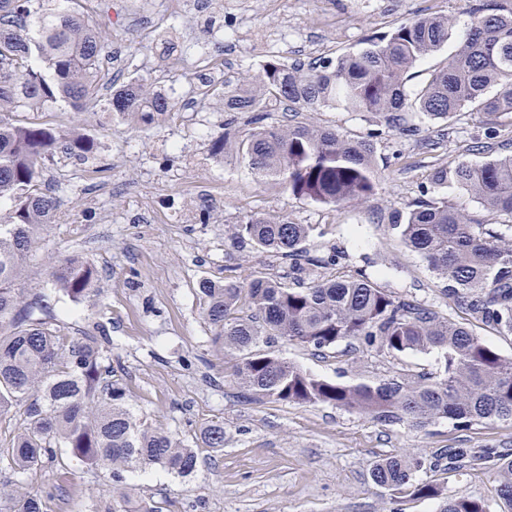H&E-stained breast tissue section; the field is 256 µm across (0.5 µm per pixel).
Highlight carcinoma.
<instances>
[{"label": "carcinoma", "instance_id": "carcinoma-1", "mask_svg": "<svg viewBox=\"0 0 512 512\" xmlns=\"http://www.w3.org/2000/svg\"><path fill=\"white\" fill-rule=\"evenodd\" d=\"M80 2L0 0V202L10 204L8 218L0 222V422L18 406L24 416L6 455L18 481L12 492H0V512H43L42 500L23 491L20 478L54 467L61 448L111 477L112 501L93 503L87 512H163L144 500L127 508L126 473L160 466L186 478L198 470V453L130 410L125 388L106 364L104 325H97L96 336L73 335L46 296L19 280L40 231L62 206L60 197L42 188L43 168L59 153L79 161L94 154L89 138L16 118L59 102L85 112L99 101L105 46L96 12ZM451 26L446 15L415 16L319 64L264 62L236 87L215 89L224 111L251 117L245 129L224 123L213 153L234 151L259 179L338 206L374 195L371 141L301 121L304 112L336 106L371 112L387 128L403 131L405 112L448 120L473 108L489 117L485 138L499 137L505 120L512 119V7L503 0H483L454 54L407 89L411 70L441 48ZM272 103L283 106L286 123L264 124ZM107 106L143 124L175 111L172 100L143 77L113 89ZM429 183L392 229L446 282L448 297L459 307L512 332V239L436 192L455 184L488 214L512 215V154L482 164H440ZM313 231V225L286 217L253 215L236 225L238 238L288 258L293 285L261 272L243 282H200L213 341L224 350V362L232 363L233 382L247 399L331 405L416 429L441 418L461 429L475 422H512V357L490 349L467 325L388 293L365 272L321 273L336 265V258L311 253ZM96 276L74 252L52 269L50 287L79 303ZM349 340L391 356L436 350L443 369L431 376L345 385L316 378L268 350L282 342L322 354ZM201 441L206 448H223L224 423L207 425ZM467 458L494 462L497 497L505 512H512V455L452 448L448 467ZM425 467L422 456L390 454L373 464L370 475L397 495L437 498L441 491L435 485L414 481ZM440 512L487 510L481 501L447 495Z\"/></svg>", "mask_w": 512, "mask_h": 512}]
</instances>
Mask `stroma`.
<instances>
[{"label":"stroma","instance_id":"stroma-1","mask_svg":"<svg viewBox=\"0 0 512 512\" xmlns=\"http://www.w3.org/2000/svg\"><path fill=\"white\" fill-rule=\"evenodd\" d=\"M475 0H197L192 10L169 8L167 0H89L107 39L103 97L113 86L144 75L170 97L174 112L150 126L114 112H74L61 103L42 121L81 126L95 143L83 174L62 180L76 162L57 156L43 179L58 183L64 204L24 271L26 287H48L51 268L71 252L83 254L98 280L90 297L75 303L51 293L55 312L75 329L106 326L112 338L109 361L125 386L132 411L155 426L188 440L202 464L188 478L155 467L127 476L134 497L154 501L164 512H439L435 498L392 497L371 479L384 455L431 457L439 448H512V423H479L460 429L440 419L415 429L382 425L331 405L265 401L237 395L224 353L212 340L199 292L201 280L246 278L254 272H286L280 259L238 243L233 227L249 215L288 216L313 225V252L336 255L331 274L366 270L395 296L428 305L457 322L470 323L481 341L512 357V333L469 321L449 298L443 281L408 249L391 224L428 183L431 168L457 160L479 163L512 151L500 138L473 152L487 117L461 112L448 121L419 112L406 115V131L382 127L366 112L326 108L303 113L304 121L330 126L351 139L371 138L378 189L363 204L334 207L294 196L264 181L247 163L218 159L210 148L227 120L248 116L225 112L214 97L197 109V64L218 70L215 83L235 84L274 57L288 62L333 58L361 47L371 34L419 14H445L454 24L448 43L415 69L446 62L462 39ZM194 139L184 156L179 139ZM273 349L304 371L342 384L401 373H435L437 352L390 357L340 343L323 355L282 343ZM224 423V447L200 440L210 422ZM417 480L445 493L484 502L502 512L495 472L427 469ZM43 512H81L89 495L111 499L108 472L88 470L63 455L50 469L25 478Z\"/></svg>","mask_w":512,"mask_h":512}]
</instances>
